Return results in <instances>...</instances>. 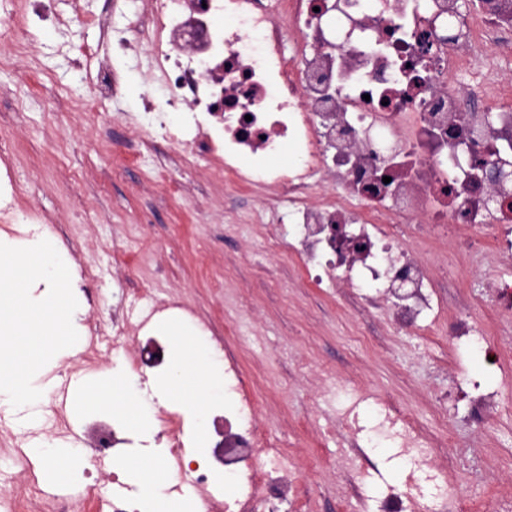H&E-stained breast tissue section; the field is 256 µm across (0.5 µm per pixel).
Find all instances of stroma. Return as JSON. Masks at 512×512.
<instances>
[{
    "label": "stroma",
    "mask_w": 512,
    "mask_h": 512,
    "mask_svg": "<svg viewBox=\"0 0 512 512\" xmlns=\"http://www.w3.org/2000/svg\"><path fill=\"white\" fill-rule=\"evenodd\" d=\"M58 8L64 23L31 29L30 52L0 68V113L9 112L10 99L26 98L13 127L14 163L26 186L19 208L34 204L56 216L51 238L77 268L104 282L108 294L89 300L81 315L85 342L49 372L55 388L37 406L33 431L59 423L65 444L90 448L88 422L69 416L64 393L72 380L138 357L137 344L115 351L88 338L99 324L121 319L123 290L149 288L157 313L178 303L206 336L223 335L228 322L239 331L237 352L254 387L256 422L284 449L298 479L296 495L280 501L276 512H345L347 487L336 473L344 453L370 473L358 512H378L380 498L407 490L401 449L352 447L347 432L331 424L336 403L327 388L336 380L388 392L430 428L435 396L447 394L452 445L442 449L438 471L458 498L511 501L512 413L473 424L465 395L477 382L512 387V365L486 376L480 356L454 351L447 337L397 331L383 309L351 304V289L329 282L314 287L298 259L267 250L272 225L240 223L266 192L237 189L210 172L183 177L164 151L134 154V108L149 78L145 56L121 62L127 96L109 106L112 156L100 155L95 133L77 120L59 121L35 88L47 76L70 97L88 90L84 74L70 65L69 47L95 42L97 34L72 20L68 0ZM73 179L81 185L77 200L65 190ZM486 297L484 278L462 270L441 291L440 318L451 321L472 301L474 321L497 332Z\"/></svg>",
    "instance_id": "35a3bbf8"
}]
</instances>
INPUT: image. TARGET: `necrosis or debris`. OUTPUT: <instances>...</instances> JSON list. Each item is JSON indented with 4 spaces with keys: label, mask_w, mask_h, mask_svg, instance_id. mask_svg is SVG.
I'll return each instance as SVG.
<instances>
[{
    "label": "necrosis or debris",
    "mask_w": 512,
    "mask_h": 512,
    "mask_svg": "<svg viewBox=\"0 0 512 512\" xmlns=\"http://www.w3.org/2000/svg\"><path fill=\"white\" fill-rule=\"evenodd\" d=\"M54 2L0 0V44L24 54L31 26L59 24ZM76 18L98 29L112 54L71 46L89 91L60 111L105 127L108 103L124 95L112 56L144 54L153 82L135 121L146 148L172 149L188 169L206 160L237 187L272 190L274 202L252 221L291 226L287 247L313 283L357 289L366 307L386 300L397 329L447 330L501 365L502 346L468 314L446 325L434 317V270L460 258L452 251L435 266L419 246L466 233L475 272L488 253L512 256V178L490 176L512 161V79L501 77L512 72V0H483L468 12L460 0H106ZM284 153L288 164L273 166ZM20 194L13 168L0 166L1 224L52 223L34 206L18 212ZM224 344L243 421L217 429L208 463L191 471L180 426L166 422L171 467L181 484L202 488L247 469L243 496L221 504L210 495L206 508L262 512L287 490L288 469L254 421L232 338ZM372 405L377 434L432 467L411 414L386 394Z\"/></svg>",
    "instance_id": "obj_1"
}]
</instances>
